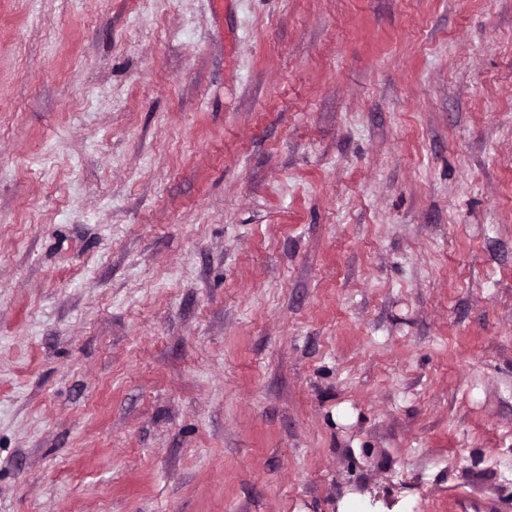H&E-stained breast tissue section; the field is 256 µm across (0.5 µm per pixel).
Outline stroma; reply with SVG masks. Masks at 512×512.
<instances>
[{
    "label": "stroma",
    "instance_id": "1",
    "mask_svg": "<svg viewBox=\"0 0 512 512\" xmlns=\"http://www.w3.org/2000/svg\"><path fill=\"white\" fill-rule=\"evenodd\" d=\"M512 512V0H0V512Z\"/></svg>",
    "mask_w": 512,
    "mask_h": 512
}]
</instances>
